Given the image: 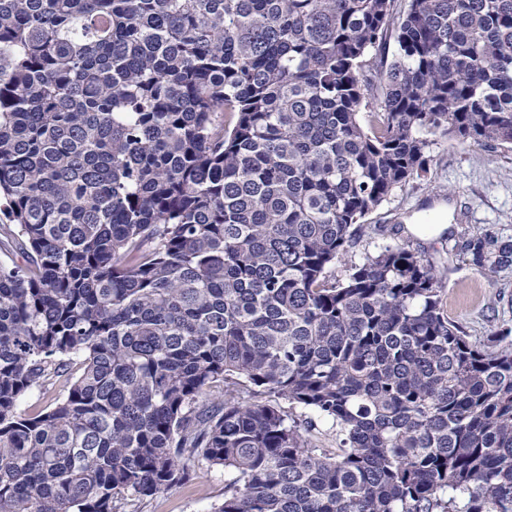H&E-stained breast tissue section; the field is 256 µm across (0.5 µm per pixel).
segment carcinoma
<instances>
[{
    "mask_svg": "<svg viewBox=\"0 0 512 512\" xmlns=\"http://www.w3.org/2000/svg\"><path fill=\"white\" fill-rule=\"evenodd\" d=\"M436 135L512 145V0H0V512H512V341L408 245L328 275ZM69 378V375L63 374L45 386L34 388L21 399L19 411L33 414L51 406L67 393L71 381ZM308 429V435L311 440L320 448H337L336 447V431L332 429L331 423L323 420H318L312 417V427L310 424H305ZM224 469L203 467L194 479L141 501L139 512H211L224 498Z\"/></svg>",
    "mask_w": 512,
    "mask_h": 512,
    "instance_id": "carcinoma-1",
    "label": "carcinoma"
}]
</instances>
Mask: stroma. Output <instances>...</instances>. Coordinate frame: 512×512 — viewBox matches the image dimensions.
Wrapping results in <instances>:
<instances>
[{
	"label": "stroma",
	"mask_w": 512,
	"mask_h": 512,
	"mask_svg": "<svg viewBox=\"0 0 512 512\" xmlns=\"http://www.w3.org/2000/svg\"><path fill=\"white\" fill-rule=\"evenodd\" d=\"M425 176L395 190L364 222L369 230L346 261L329 273L341 279L348 267L387 244L407 243L446 271L442 296L448 318L472 344L484 346L512 330V271L490 278L474 266L467 239L478 229L512 236V146L436 137ZM447 208L449 227L425 239L407 234L410 224H434ZM224 471L201 468L194 479L137 504V512H211L224 498Z\"/></svg>",
	"instance_id": "obj_1"
}]
</instances>
